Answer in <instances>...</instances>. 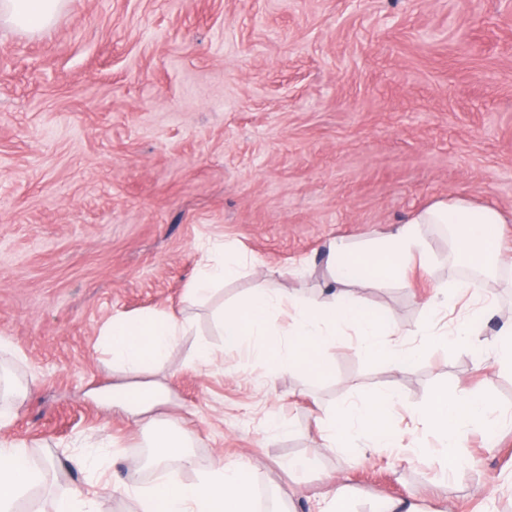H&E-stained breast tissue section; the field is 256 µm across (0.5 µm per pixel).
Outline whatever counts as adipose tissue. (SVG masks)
I'll return each instance as SVG.
<instances>
[{
    "label": "adipose tissue",
    "mask_w": 512,
    "mask_h": 512,
    "mask_svg": "<svg viewBox=\"0 0 512 512\" xmlns=\"http://www.w3.org/2000/svg\"><path fill=\"white\" fill-rule=\"evenodd\" d=\"M69 0H0V23L35 34L49 28ZM504 215L490 206H476L461 197H448L430 207L412 213L384 238L360 245L344 240L331 242L327 263L333 278L341 285H365L371 282L401 281L411 262L429 267L434 257L424 237L427 224H445L460 228L456 246L460 263L482 270L502 259ZM244 263L242 256L225 249L222 261L205 266L193 280L190 302L205 301L214 286L236 276ZM184 321L160 313L139 318L113 316L106 326V351L113 368L126 374H139L162 367L178 336L186 330ZM158 396L150 384L135 385L130 392L127 412L136 424L152 434L150 446L155 462L174 469L189 468L193 459L185 452L192 434L186 429L171 431L157 426L150 411ZM396 393L385 389L368 403L351 404L339 415L317 422L320 446L336 449L366 440L371 448L395 445L389 422ZM426 426L442 441L445 451L439 465L448 478L461 472L462 448L467 428L494 433L499 424L488 403L478 397L457 398L447 392L436 393L421 414ZM251 466L239 461L217 464L200 472L186 483L171 475L152 488L137 491L139 512H254ZM46 481V470L36 464L26 443L0 440V512H17L30 490Z\"/></svg>",
    "instance_id": "adipose-tissue-1"
}]
</instances>
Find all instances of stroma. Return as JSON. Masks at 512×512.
<instances>
[{
    "label": "stroma",
    "instance_id": "1",
    "mask_svg": "<svg viewBox=\"0 0 512 512\" xmlns=\"http://www.w3.org/2000/svg\"><path fill=\"white\" fill-rule=\"evenodd\" d=\"M450 196L512 218V0H71L47 30L0 26V370L25 397L0 438L51 463L50 493L90 497L95 512H136L126 482L148 488L168 467H138L150 441L124 408L132 377L113 370L102 330L112 315L188 317L160 372L152 414L190 429L197 466L242 459L277 507L318 512L345 472L347 512H512V367L493 350L512 315V269L491 284L477 345L432 343L446 321L423 308L460 280L454 241L424 235L437 262L405 282L355 287L420 353L407 370L370 362L353 331L317 377L221 348L216 316L253 289L314 301L331 285L323 244L386 236ZM252 266L208 301L187 288L203 245ZM391 388L399 448L319 450L316 419ZM477 395L507 424L473 430L458 479L419 416L438 390ZM287 434L267 433L269 420ZM104 438L100 472L77 467ZM421 444L427 457L399 461ZM300 460L296 471L287 461Z\"/></svg>",
    "mask_w": 512,
    "mask_h": 512
}]
</instances>
